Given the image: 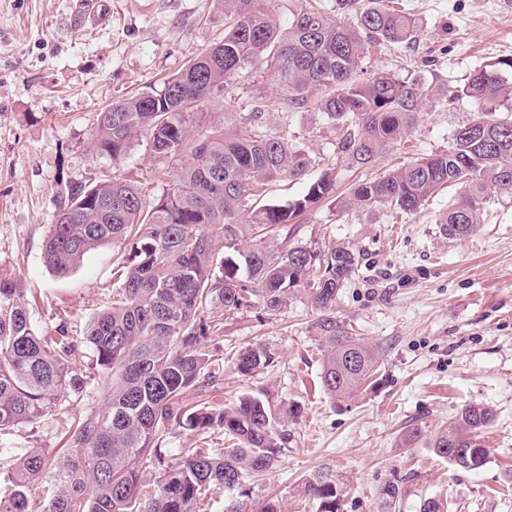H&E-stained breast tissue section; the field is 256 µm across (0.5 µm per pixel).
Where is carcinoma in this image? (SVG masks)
Returning a JSON list of instances; mask_svg holds the SVG:
<instances>
[{"label": "carcinoma", "instance_id": "obj_1", "mask_svg": "<svg viewBox=\"0 0 512 512\" xmlns=\"http://www.w3.org/2000/svg\"><path fill=\"white\" fill-rule=\"evenodd\" d=\"M281 25L273 0H224V40L191 60L159 90L118 99L98 115L92 151L119 164L140 136L160 161L177 165L167 192L154 199L133 182L114 176L95 185L69 181L46 241L44 259L65 273L92 249L123 245L114 272L112 304L89 322L85 341L96 363L112 376L104 410L79 419L66 463L51 475L46 512H201L211 495L226 492L224 512H244L234 496L279 462L288 434L258 397L231 406L187 407L181 398L200 380L219 378L224 364L203 340L219 332L208 313L261 307L278 313L303 296L318 317L325 343L320 379L339 402L359 397L376 382L379 352L333 313L341 288L361 269V252L343 244L298 241L285 248L273 233L329 197L345 211L373 214L414 212L443 188L463 192L438 223L450 238H464L482 223L488 192H512V58L473 71L450 96H464L476 117L453 133L448 149L361 181L336 195V173L328 168L304 194L284 203L255 205L264 186L292 181L318 164L297 146L265 130L263 113L237 121L207 122L201 108L230 89L248 70L267 66L294 112L314 108L336 132L334 153L351 166L375 163L414 126L421 104L441 90L371 65L368 47L409 46L421 26L391 0H335L334 14L316 0H296ZM22 291L0 278V436L19 423L36 424L52 412L58 396L82 386L69 375L74 342L64 328L47 343L35 332ZM274 355L264 344H248L235 368L242 376L267 369ZM494 419L489 405L464 406L438 428L409 424L400 446L427 445L452 466L475 471L488 449L481 433ZM188 431L213 428L235 442L222 455L202 448L181 452L165 469L157 489L143 494L147 468L170 422ZM47 470L37 449L16 458L10 488L0 492V512H31V482ZM305 496L318 512H338L343 488L325 472L306 479ZM396 483L379 490L380 512H395Z\"/></svg>", "mask_w": 512, "mask_h": 512}]
</instances>
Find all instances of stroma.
<instances>
[{
  "instance_id": "stroma-1",
  "label": "stroma",
  "mask_w": 512,
  "mask_h": 512,
  "mask_svg": "<svg viewBox=\"0 0 512 512\" xmlns=\"http://www.w3.org/2000/svg\"><path fill=\"white\" fill-rule=\"evenodd\" d=\"M78 0H0V277L21 288L38 334L66 326L75 342L68 359L83 391L37 425L22 423L0 437V486L8 487L14 454L41 450L52 466L78 416L103 409L111 382L84 342L87 323L112 299L121 249L107 243L68 273L53 272L44 245L59 207V183L88 184L119 176L159 197L173 184L175 165L158 162L139 138L120 164L89 151L99 112L118 96L157 87L224 38L221 0H103L106 17L78 21ZM419 18L415 45L374 53L372 62L440 88L425 101L413 128L372 167L350 172L333 151L335 133L320 112L292 113L268 68L243 74L207 111L239 116L261 111L267 129L320 157L307 177L267 185L263 203L302 195L322 169L334 168L339 189L355 179L446 150L454 130L474 116L472 103L451 97L475 69L512 57V0H398ZM451 187L415 212L349 214L328 198L300 220L296 237L320 245L345 242L362 251L367 270L341 288L334 312L381 354L377 387L345 403L320 385L323 345L317 314L297 297L272 316L215 308L222 330L205 345L224 362L219 381L187 396L189 405L221 406L260 397L279 417L288 442L275 469L246 485L250 512L276 498L281 512H316L303 497L318 471L336 475L344 494L339 512H379V490L402 488L396 512H419L427 498H444L449 512H512V194H494L471 236H445L437 219L458 196ZM250 342L276 359L245 377L236 356ZM492 407L483 430L487 464L459 470L419 444L404 448L412 421L436 427L463 406ZM297 416H288L289 408ZM220 429L196 435L176 425L164 431L166 462L183 448L224 453Z\"/></svg>"
}]
</instances>
